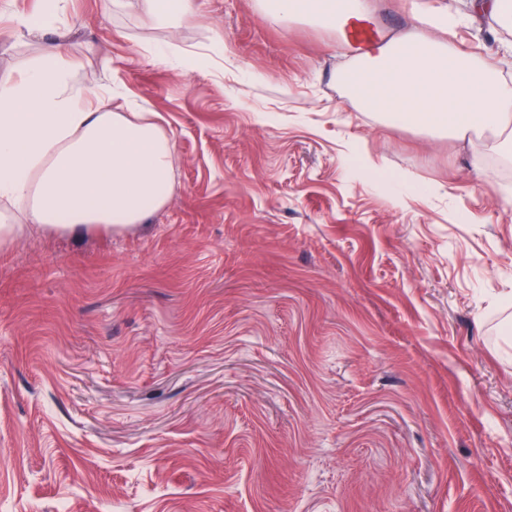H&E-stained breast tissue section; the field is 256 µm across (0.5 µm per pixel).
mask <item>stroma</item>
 Segmentation results:
<instances>
[{
	"label": "stroma",
	"mask_w": 512,
	"mask_h": 512,
	"mask_svg": "<svg viewBox=\"0 0 512 512\" xmlns=\"http://www.w3.org/2000/svg\"><path fill=\"white\" fill-rule=\"evenodd\" d=\"M200 2L61 0L173 192L0 247V512H512V166L349 108L331 30ZM41 7L0 0V79ZM455 39L512 72V30Z\"/></svg>",
	"instance_id": "35a3bbf8"
}]
</instances>
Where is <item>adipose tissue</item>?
<instances>
[{
	"mask_svg": "<svg viewBox=\"0 0 512 512\" xmlns=\"http://www.w3.org/2000/svg\"><path fill=\"white\" fill-rule=\"evenodd\" d=\"M411 20L395 35L368 0H263L262 16L330 27L351 64L342 75L350 105L391 126L428 129L463 141L492 134L491 151L512 164V80L454 40L461 18L512 26V0H395ZM70 46L59 36L15 76L0 81V247L36 225L50 231L119 230L143 223L169 200L173 143L161 127L118 112L109 89L76 88Z\"/></svg>",
	"mask_w": 512,
	"mask_h": 512,
	"instance_id": "ef3b65f1",
	"label": "adipose tissue"
}]
</instances>
